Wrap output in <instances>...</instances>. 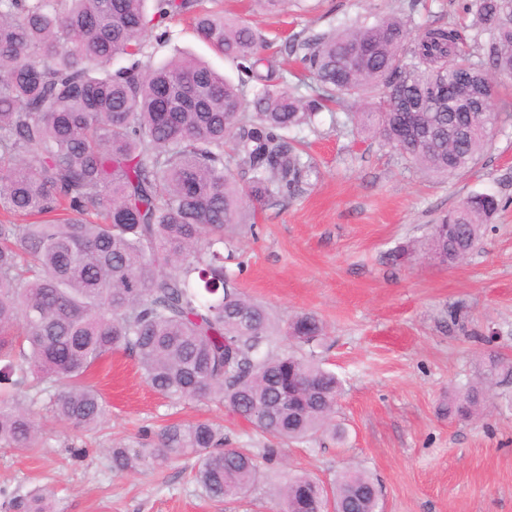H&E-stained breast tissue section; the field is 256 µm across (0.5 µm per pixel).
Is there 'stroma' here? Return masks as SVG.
<instances>
[{
	"instance_id": "stroma-1",
	"label": "stroma",
	"mask_w": 512,
	"mask_h": 512,
	"mask_svg": "<svg viewBox=\"0 0 512 512\" xmlns=\"http://www.w3.org/2000/svg\"><path fill=\"white\" fill-rule=\"evenodd\" d=\"M466 0H287L281 13L254 0H223L271 40L285 59L295 34L330 31L395 15L475 32ZM153 45L160 63L181 52L204 58L229 78L235 65L213 52L188 20L168 23ZM344 110L323 111L302 130L318 175L294 194L257 204L255 225L239 237L244 294L278 321L316 315L325 335L314 351L343 382L337 442L320 437L283 446L250 497L207 498L194 457L144 473L116 474L109 450L156 441L167 424L208 421L232 446H272L215 403H174L154 392L133 356L104 357L86 374L106 404L92 430L59 422L53 389L29 411L45 444L25 453L0 448V512L47 488L56 512H279L277 487L298 472L329 483L351 466L377 479L382 512H512V378L487 390L479 416L448 417V401L474 382L488 359L512 362V116L492 133L472 168L438 178L405 160L374 132L351 133ZM475 193L502 209L464 260L442 265L427 252L430 227Z\"/></svg>"
}]
</instances>
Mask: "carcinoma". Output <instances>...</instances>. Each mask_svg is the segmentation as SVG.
<instances>
[{
  "instance_id": "obj_1",
  "label": "carcinoma",
  "mask_w": 512,
  "mask_h": 512,
  "mask_svg": "<svg viewBox=\"0 0 512 512\" xmlns=\"http://www.w3.org/2000/svg\"><path fill=\"white\" fill-rule=\"evenodd\" d=\"M203 0H0V447H39L42 428L26 390L59 383L56 418L77 429L105 415L85 381L108 354L128 353L147 383L173 400L217 402L265 435L304 442L346 437L334 419L343 388L314 353L262 348L285 334L310 345L321 321L303 314L285 327L245 296L225 263L235 259L247 203L296 191L316 173L287 132L312 124L331 104L360 106L348 121L400 148L414 165L442 175L469 168L502 113L469 117L433 94L459 97L512 76V0H472L476 63L454 28L397 16L344 25L287 49L316 82L291 90L290 72L265 54L270 41L249 22ZM188 16L197 35L233 62L238 82L190 57L151 62L147 36ZM403 98H421L413 112ZM249 175L237 182L224 160ZM502 208L473 194L433 225L429 252L453 264L479 243ZM512 365L489 360L450 411L469 418L485 385ZM208 422L163 427L158 443L112 449V471H148L185 455L206 496L242 500L261 477L249 448H227ZM377 512L378 487L348 468L326 486L302 473L278 489L288 512ZM16 512H55L47 492L12 503Z\"/></svg>"
}]
</instances>
